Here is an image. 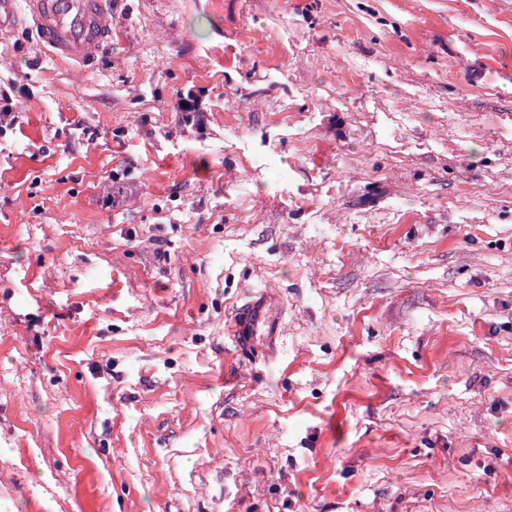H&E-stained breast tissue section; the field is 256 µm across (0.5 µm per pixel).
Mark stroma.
Instances as JSON below:
<instances>
[{
  "mask_svg": "<svg viewBox=\"0 0 512 512\" xmlns=\"http://www.w3.org/2000/svg\"><path fill=\"white\" fill-rule=\"evenodd\" d=\"M0 90V512H512V0L18 11ZM43 42L60 58L85 61L111 40L112 0H21ZM280 322L274 294L260 290L237 310L227 333L242 350H266L279 335Z\"/></svg>",
  "mask_w": 512,
  "mask_h": 512,
  "instance_id": "35a3bbf8",
  "label": "stroma"
}]
</instances>
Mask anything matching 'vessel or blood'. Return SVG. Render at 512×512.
I'll return each mask as SVG.
<instances>
[{
	"label": "vessel or blood",
	"mask_w": 512,
	"mask_h": 512,
	"mask_svg": "<svg viewBox=\"0 0 512 512\" xmlns=\"http://www.w3.org/2000/svg\"><path fill=\"white\" fill-rule=\"evenodd\" d=\"M43 42L60 58L83 61L110 41L112 0H24ZM271 291L255 292L236 312L227 333L243 350L269 349L280 333Z\"/></svg>",
	"instance_id": "obj_1"
}]
</instances>
